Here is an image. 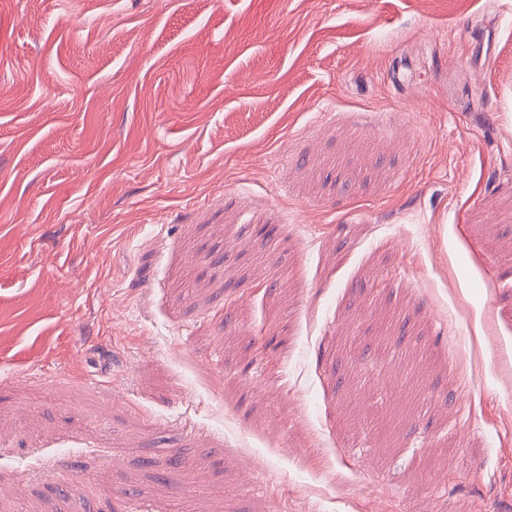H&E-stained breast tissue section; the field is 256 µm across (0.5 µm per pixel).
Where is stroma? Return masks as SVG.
Returning a JSON list of instances; mask_svg holds the SVG:
<instances>
[{
  "mask_svg": "<svg viewBox=\"0 0 512 512\" xmlns=\"http://www.w3.org/2000/svg\"><path fill=\"white\" fill-rule=\"evenodd\" d=\"M512 0H0V512H512Z\"/></svg>",
  "mask_w": 512,
  "mask_h": 512,
  "instance_id": "1",
  "label": "stroma"
}]
</instances>
